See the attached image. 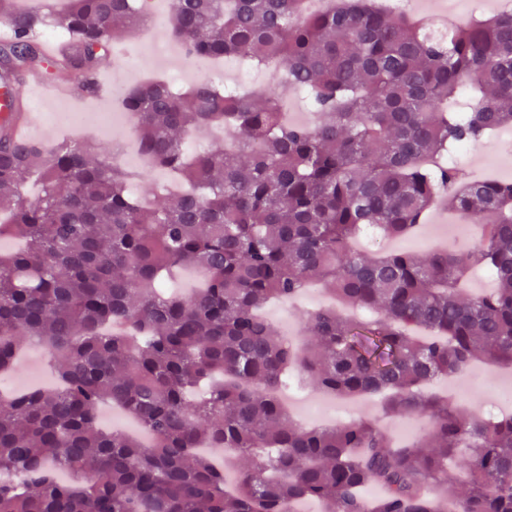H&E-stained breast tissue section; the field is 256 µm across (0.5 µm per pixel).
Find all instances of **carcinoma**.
<instances>
[{"mask_svg": "<svg viewBox=\"0 0 512 512\" xmlns=\"http://www.w3.org/2000/svg\"><path fill=\"white\" fill-rule=\"evenodd\" d=\"M0 0V87L39 72L101 91L97 73L145 16L146 0H68L63 14ZM303 0H170V34L188 60L243 56L276 64L272 83L240 95L201 81L125 90L138 149L189 184L137 197L149 171L67 141L19 139L22 107L0 114V237L25 248L0 256V373L19 339L45 345L54 390L0 397V512H512V414L464 416L425 390L476 359L512 365V181H475L454 150L512 127V14L431 35L373 0L305 14ZM65 31L48 59L37 34ZM304 89L317 121L284 120ZM197 128L232 142L189 155ZM40 184L31 201L29 183ZM446 205L480 226L458 251L420 260L352 248L374 225L409 235ZM195 266L191 296L159 290ZM495 288L470 295L468 270ZM322 282L370 320L318 309L306 344L259 309ZM296 366L339 397L384 396L386 416L425 417L420 439L395 445L378 419L335 426L293 421L277 386ZM120 406L152 437L145 447L99 424ZM250 462L237 490L200 448ZM373 484L383 495L367 500Z\"/></svg>", "mask_w": 512, "mask_h": 512, "instance_id": "obj_1", "label": "carcinoma"}]
</instances>
